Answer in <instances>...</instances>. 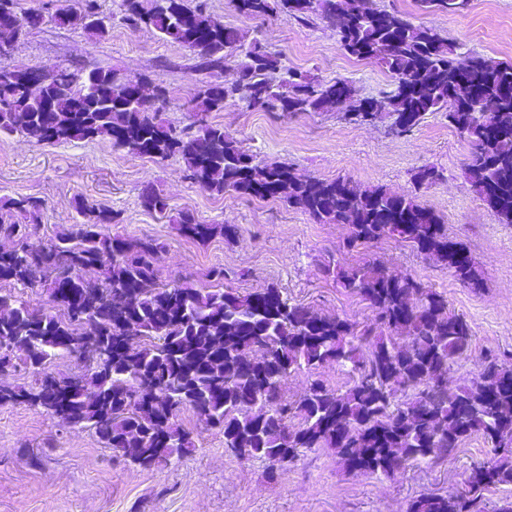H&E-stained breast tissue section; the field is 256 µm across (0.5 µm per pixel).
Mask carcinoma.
I'll return each mask as SVG.
<instances>
[{
    "instance_id": "1",
    "label": "carcinoma",
    "mask_w": 512,
    "mask_h": 512,
    "mask_svg": "<svg viewBox=\"0 0 512 512\" xmlns=\"http://www.w3.org/2000/svg\"><path fill=\"white\" fill-rule=\"evenodd\" d=\"M55 21L98 37L110 23L97 0L81 8L58 0ZM247 17L281 12L295 20L344 15L339 43L348 55L375 60L395 78L392 96L359 103L365 110H389L392 130L410 131L430 112L447 109L448 123L468 141L467 178L498 221L512 224V63L480 55L454 56V49L431 28L414 26L397 11L367 6V0H231ZM424 11L457 13L468 0H417ZM122 19L131 27L158 32L198 59L202 70L222 69L237 33L187 0H121ZM248 62L230 84L203 85L194 95L192 121L177 129L158 120L168 95L156 89L154 101L131 106L125 84L110 70L86 73L55 70L40 93H30L22 76L0 79V134L20 133L48 144L107 138L133 155L164 160L181 155L187 177L216 194L235 191L297 205L323 224H346L347 245L394 238L453 270L474 288L483 271L448 239V228L429 208L408 194L365 188L347 179L304 178L277 164L260 166L224 127L208 122L235 96L258 112H320L336 96V84L295 78L276 81L280 61L258 41L246 51ZM482 86L481 110L472 84ZM498 180L495 192L485 184ZM142 205L163 213V194L148 190ZM9 208L31 220L4 224L0 234L15 246L0 252V280L45 287L66 319L30 309L10 293H0V370L24 367L34 383L0 391V403L42 408L64 427L93 430L115 456L144 450L145 469L181 458L195 447L178 428V411L188 408L205 426L224 433V445L243 461L267 463L273 481L278 469L312 448H332L356 474L393 476L409 465L450 459L463 441L481 434L494 444L495 457L473 468L469 492L460 496L424 495L406 512H474L478 491L512 484V363L488 354L479 376L448 392L440 378L463 355L472 330L448 312V301L409 275L393 276L375 263L343 267L329 258L322 272L359 295L377 311L375 322L360 326L294 305L268 286L239 294L232 288L201 293L173 284L150 288L158 273L160 246L152 238L130 242L102 232L118 223L105 208L76 203L88 221L70 238L34 240L32 221L40 209L31 198ZM183 234L197 241L237 237L233 224H198L187 211L179 217ZM95 269L99 278L82 276ZM140 339L130 351L117 348L125 334ZM87 338L91 374L56 377L45 370L67 344ZM369 349L367 357L362 349ZM335 364L349 368L353 384L344 391L319 381L290 404L281 386L294 369ZM413 395L395 402L402 390ZM154 394L152 415H142L135 394ZM299 423H294V418Z\"/></svg>"
}]
</instances>
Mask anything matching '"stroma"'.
Masks as SVG:
<instances>
[{
	"mask_svg": "<svg viewBox=\"0 0 512 512\" xmlns=\"http://www.w3.org/2000/svg\"><path fill=\"white\" fill-rule=\"evenodd\" d=\"M97 3L112 18V29L103 38L56 25V0H17L18 14L35 9L42 21L0 58V67L103 68L125 80L145 78L168 94L170 104L161 120L183 126L190 122L189 102L197 89L231 79L246 61L243 49H237L226 69L198 70L187 49L151 29L127 27L121 0ZM373 3L432 28L458 53L512 63V0H470L466 10L454 14L422 11L416 0ZM206 4L212 17L240 33L244 45L260 40L283 65L305 77L348 82L362 97L396 88L379 63L341 50L334 24L316 17L299 22L280 13L248 18L230 0ZM209 121L237 138L256 163L413 195L441 217L449 238L482 264L483 288L465 286L447 266L392 238L347 249V225L317 223L280 200L210 193L187 178L182 157L158 161L132 155L105 138L47 145L20 134L0 135V220L20 218L8 209V201L40 200L39 235L54 240L84 223L75 208L83 197L118 214V223L104 225V232L162 243L156 287L180 280L209 292L220 285L210 276L220 266L226 275L221 284L239 293L272 284L290 303L361 325L374 322L375 309L324 276L321 266L330 256L345 267L380 263L443 295L449 310L469 323L472 340L450 367L449 389L470 384L488 353L512 358V224L499 223L471 187L465 175L470 148L445 112L427 114L400 136L391 134L387 113L371 124L351 122L333 110L278 117L252 111L237 99L210 113ZM424 166L441 170L442 180L417 185L415 175ZM150 188L167 197L166 212L141 206L140 196ZM184 210L200 224L237 225V239L217 236L202 243L185 238L177 223ZM316 380L335 390L352 382L346 369L333 364L301 368L283 382V399L298 401ZM178 422L191 433L194 450L147 470L115 459L92 430L61 426L43 410L24 404L0 405V512H406L420 495L465 492L466 472L493 456L491 441L474 435L451 460L418 462L388 478L353 473L334 450L315 448L279 469L270 482L264 462L240 460L225 448L222 431L200 424L186 409Z\"/></svg>",
	"mask_w": 512,
	"mask_h": 512,
	"instance_id": "obj_1",
	"label": "stroma"
}]
</instances>
